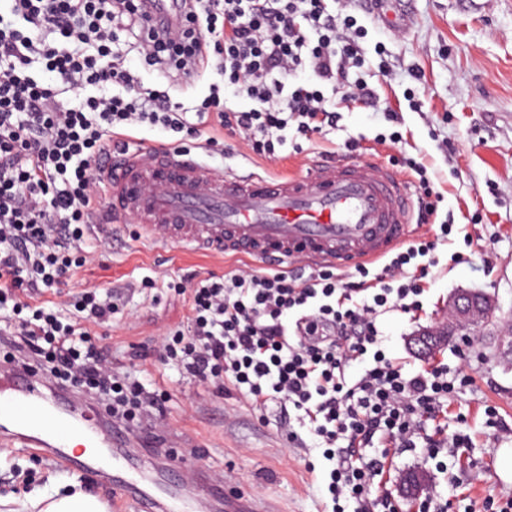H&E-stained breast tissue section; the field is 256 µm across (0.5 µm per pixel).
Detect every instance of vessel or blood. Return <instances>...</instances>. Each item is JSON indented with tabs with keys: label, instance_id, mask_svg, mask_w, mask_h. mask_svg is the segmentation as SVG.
Instances as JSON below:
<instances>
[{
	"label": "vessel or blood",
	"instance_id": "vessel-or-blood-1",
	"mask_svg": "<svg viewBox=\"0 0 512 512\" xmlns=\"http://www.w3.org/2000/svg\"><path fill=\"white\" fill-rule=\"evenodd\" d=\"M152 36L168 40L180 27V0H144ZM104 208L111 224L136 222L150 242L177 250L246 255L275 267L293 257L346 267L379 260L408 241L414 203L405 180L364 161L315 165L303 175L271 178L218 175L190 152L170 147L124 148L102 162ZM129 430L99 399L46 380L34 364L0 362V440L20 444L74 471L97 470L134 512H180L151 481L132 474ZM101 449L85 459L73 442ZM167 457L190 474L225 512H275L273 505L229 498L204 467L203 449Z\"/></svg>",
	"mask_w": 512,
	"mask_h": 512
}]
</instances>
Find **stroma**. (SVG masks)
<instances>
[{
    "mask_svg": "<svg viewBox=\"0 0 512 512\" xmlns=\"http://www.w3.org/2000/svg\"><path fill=\"white\" fill-rule=\"evenodd\" d=\"M341 5L367 30L365 69L378 88L377 105L337 102L335 126L300 137L271 158L254 155L246 141L215 125L206 133L223 140L224 153L204 159L228 173L275 176L303 173L319 159H368L406 178L414 196L418 176L404 160L426 166L437 216L435 223L419 224L413 236L433 238L436 222L445 220L453 230L437 244L439 263L423 281L422 310L381 315L377 326L387 356L408 373L437 365L465 368L469 383L436 422L450 431L463 429L471 442L437 462L420 448L388 449L382 480L372 490L402 505L401 479L419 471L428 482L420 505L438 500L449 512H478L485 499H512V476L500 469L503 450L512 451V0H412L409 21L397 28L369 14L364 0ZM379 44L393 66L386 78L376 74ZM412 89L421 103L417 110L406 99ZM394 133L399 143H389ZM84 249L88 261L70 287H96L119 298V312L96 329L99 343L115 373L166 391L165 435L205 449L213 475L234 494L267 498L281 512H330L321 450L290 443L278 410L260 415L234 390L217 394L159 358L161 338L186 329L189 316L188 295L168 290V283L191 275L261 273L264 265L244 256L149 244L133 224L109 237H92ZM461 290L493 297L497 325L477 332L465 355H458L453 342L432 359L418 357L412 336L446 321L448 298ZM490 409L508 430L487 426ZM53 482L108 503L115 498L111 486L93 476L60 468L29 449L0 445V496H21Z\"/></svg>",
    "mask_w": 512,
    "mask_h": 512,
    "instance_id": "obj_1",
    "label": "stroma"
}]
</instances>
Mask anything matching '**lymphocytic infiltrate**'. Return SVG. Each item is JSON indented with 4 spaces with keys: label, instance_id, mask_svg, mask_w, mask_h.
Wrapping results in <instances>:
<instances>
[{
    "label": "lymphocytic infiltrate",
    "instance_id": "obj_1",
    "mask_svg": "<svg viewBox=\"0 0 512 512\" xmlns=\"http://www.w3.org/2000/svg\"><path fill=\"white\" fill-rule=\"evenodd\" d=\"M334 2L187 0L181 32L159 43L140 0H0V309L15 320L1 357L36 359L49 380L101 399L123 423L164 419L163 391L114 373L93 343L88 327L111 320L114 300L81 290L71 300L78 318L65 323L28 298L59 292L86 264L82 245L101 206L97 164L116 131L148 125L192 137L215 123L266 158L288 128L305 136L333 125L330 94L377 101L366 80L350 77L365 63L366 31ZM132 52L170 82L215 62L253 106L228 110L215 84L200 101L173 100L126 67ZM37 65L54 81L37 80ZM305 70L311 80L296 82ZM435 242H408L380 272L359 265L350 278L330 266L303 280L282 270L189 277V329L164 338L163 356L199 383L232 385L256 408L293 412L289 440L310 436L329 464L332 512H395L372 495L380 468L360 449L420 446L434 459L469 443L463 432L430 434L423 424L466 375L438 366L406 375L386 357L376 325L383 314L421 309ZM291 320L304 327L294 340ZM354 363L363 371L351 379Z\"/></svg>",
    "mask_w": 512,
    "mask_h": 512
}]
</instances>
